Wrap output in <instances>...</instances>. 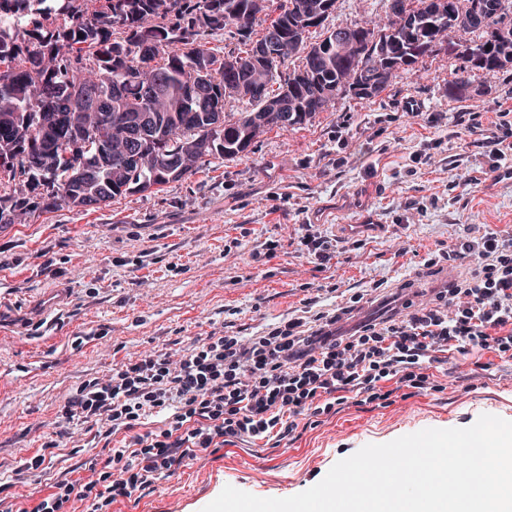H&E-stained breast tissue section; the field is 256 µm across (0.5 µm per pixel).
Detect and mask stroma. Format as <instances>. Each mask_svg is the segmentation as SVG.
I'll return each mask as SVG.
<instances>
[{
    "instance_id": "obj_1",
    "label": "stroma",
    "mask_w": 512,
    "mask_h": 512,
    "mask_svg": "<svg viewBox=\"0 0 512 512\" xmlns=\"http://www.w3.org/2000/svg\"><path fill=\"white\" fill-rule=\"evenodd\" d=\"M390 13V0H336L327 24ZM488 36L485 29L455 36L378 96H338L303 125L271 130L241 157L212 160L161 188L0 224V485L37 503L48 486L16 482L15 472L56 436L66 442L53 459L56 475L119 445L120 436L99 435L95 423L57 414L85 381L131 354L184 349L214 332L258 335L301 314L309 287L321 289V311L366 294L369 319L401 289L426 301L466 274L467 265L424 260L458 237L512 227V178L489 173L480 145L500 108L512 105V66L475 74L460 98L448 96L460 45ZM472 112L481 121L473 134ZM429 113L436 126L427 124ZM434 139L440 147H431ZM343 152L350 159L340 167ZM464 175L475 180L465 190L457 186ZM303 224L336 246L323 270L300 251ZM269 240L279 243L271 257ZM482 359L489 370L449 357L443 392L386 408L345 403L276 448L224 447L112 512H202L228 485L286 498L365 445L467 427L484 413L512 421V361Z\"/></svg>"
}]
</instances>
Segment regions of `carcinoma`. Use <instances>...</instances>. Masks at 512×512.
Wrapping results in <instances>:
<instances>
[{"label": "carcinoma", "instance_id": "1", "mask_svg": "<svg viewBox=\"0 0 512 512\" xmlns=\"http://www.w3.org/2000/svg\"><path fill=\"white\" fill-rule=\"evenodd\" d=\"M0 0V224L13 217H36L65 204L90 207L101 201L179 181L183 155L198 163L207 157L233 160L262 134L302 125L323 112L336 96L376 97L398 71H408L455 31L473 32L468 17L491 4L489 38L466 45L448 96L466 88L473 71L496 73L512 65V0H393L398 13L383 26H345L348 50L336 28L316 43L310 29L322 25L336 0H105L88 13L72 0ZM269 20L263 37L251 40L253 27ZM226 30L239 46L219 55L207 37ZM273 37L278 58L257 56L256 47ZM302 65L274 91L270 83L278 62L294 56ZM152 64L162 88L152 99L138 80L141 63ZM245 80L256 69L267 71L260 96L238 95L251 106L235 120L213 125L211 114L224 111L227 68ZM95 72L106 107L115 116L135 120L154 115L155 131L132 149L141 162L128 163L120 144L107 133L91 138L86 162H59L46 170L50 154L67 148L74 129L71 104L84 94V73ZM211 84L208 105L190 93L192 80ZM288 105L267 111L269 103ZM56 119L45 123L42 114ZM123 168L115 177L111 169Z\"/></svg>", "mask_w": 512, "mask_h": 512}]
</instances>
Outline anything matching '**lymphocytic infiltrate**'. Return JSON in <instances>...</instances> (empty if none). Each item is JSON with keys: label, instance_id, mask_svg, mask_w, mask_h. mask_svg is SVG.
I'll return each instance as SVG.
<instances>
[{"label": "lymphocytic infiltrate", "instance_id": "obj_1", "mask_svg": "<svg viewBox=\"0 0 512 512\" xmlns=\"http://www.w3.org/2000/svg\"><path fill=\"white\" fill-rule=\"evenodd\" d=\"M489 170L512 174V117L482 141ZM472 260L475 269L429 302L406 299L384 318L348 331L339 321L360 306L351 295L334 312L279 322L257 336L211 335L193 348L142 353L84 382L61 406V419L130 433L105 463L88 460L90 479H55L34 506L0 497V512H111L114 502L155 490L180 467L248 438L296 439L302 421L338 405L392 404L397 392L443 391L437 372L449 355L492 353L512 360V230L487 229L426 258V265ZM164 416L150 430L149 417Z\"/></svg>", "mask_w": 512, "mask_h": 512}]
</instances>
